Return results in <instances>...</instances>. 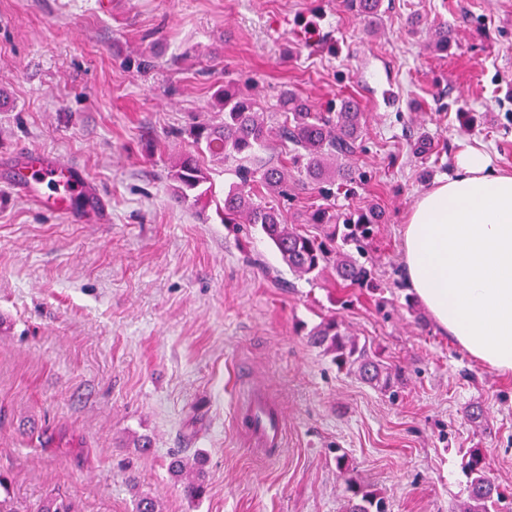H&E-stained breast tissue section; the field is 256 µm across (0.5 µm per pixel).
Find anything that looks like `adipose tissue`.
I'll return each instance as SVG.
<instances>
[{
	"label": "adipose tissue",
	"mask_w": 512,
	"mask_h": 512,
	"mask_svg": "<svg viewBox=\"0 0 512 512\" xmlns=\"http://www.w3.org/2000/svg\"><path fill=\"white\" fill-rule=\"evenodd\" d=\"M407 288L441 332L512 375V172L469 146L422 193L402 228Z\"/></svg>",
	"instance_id": "obj_1"
}]
</instances>
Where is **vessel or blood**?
<instances>
[{
    "label": "vessel or blood",
    "instance_id": "obj_1",
    "mask_svg": "<svg viewBox=\"0 0 512 512\" xmlns=\"http://www.w3.org/2000/svg\"><path fill=\"white\" fill-rule=\"evenodd\" d=\"M23 161L11 171L13 186L25 190L29 199L48 212L70 214L73 195L88 197L87 211L101 210L99 201L91 199L90 185L84 170L75 163L49 159L47 153L21 148ZM239 431L251 447L271 449L281 443L283 419L275 406L259 393H243L237 410Z\"/></svg>",
    "mask_w": 512,
    "mask_h": 512
}]
</instances>
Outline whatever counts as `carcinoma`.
<instances>
[{"instance_id":"cac0c4a2","label":"carcinoma","mask_w":512,"mask_h":512,"mask_svg":"<svg viewBox=\"0 0 512 512\" xmlns=\"http://www.w3.org/2000/svg\"><path fill=\"white\" fill-rule=\"evenodd\" d=\"M381 0H348L350 9L373 16ZM223 117L211 124L190 128L197 152L211 160L233 167L236 181L224 191V207L219 211L224 224H249L261 229L279 251L288 271L298 277H318L332 270L337 283L344 288H375L372 269L358 263L337 242L344 244L369 239L373 227L381 223L374 207L336 211L327 205H313L305 214L304 223L314 224L317 234H309L284 222L279 209L266 201V195L288 196V167L297 170L298 179L319 186L326 196L333 186L352 194L364 174L348 163L360 146L363 112L351 97L340 99V107L328 106L323 112L306 104L293 91H284L279 101L277 125L268 124L264 113L251 94L235 83H224L216 92ZM288 143V165L265 164L259 150L271 138ZM171 179L176 193L185 201L198 204L213 197L208 170L193 157H182L172 165ZM310 344L329 355L340 370L360 380L387 388L392 376L381 355L367 345L359 344L335 318L327 319L308 332ZM344 482L345 512H386L380 494L362 484L349 468L344 456L336 457ZM171 472L183 478L187 496L198 499L205 493L201 471L196 464L174 457ZM465 468L470 476L467 498L460 512H491L504 494L489 476L483 452L472 448ZM0 512H21L11 501L10 478L0 472Z\"/></svg>"}]
</instances>
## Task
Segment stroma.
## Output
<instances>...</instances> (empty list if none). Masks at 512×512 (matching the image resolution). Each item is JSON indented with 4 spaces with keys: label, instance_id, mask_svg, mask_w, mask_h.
<instances>
[{
    "label": "stroma",
    "instance_id": "stroma-1",
    "mask_svg": "<svg viewBox=\"0 0 512 512\" xmlns=\"http://www.w3.org/2000/svg\"><path fill=\"white\" fill-rule=\"evenodd\" d=\"M440 22L453 37L434 52ZM229 80L269 115L287 89L357 101L362 185L324 198L293 181L280 206L289 222L378 206L369 245L345 247L376 290L296 277L259 229L178 202L171 165ZM24 144L84 167L107 213H46L0 164V471L27 512H135L144 494L162 512H344L340 453L388 512H457L475 446L512 492V377L440 332L400 260L406 213L460 149L512 170V0H382L372 17L346 0H0V161ZM334 315L393 388L309 345ZM251 388L284 417L276 452L235 427ZM177 455L201 459L200 499L170 474Z\"/></svg>",
    "mask_w": 512,
    "mask_h": 512
}]
</instances>
